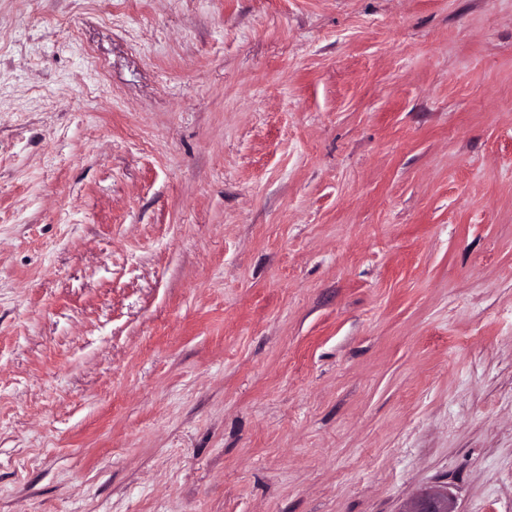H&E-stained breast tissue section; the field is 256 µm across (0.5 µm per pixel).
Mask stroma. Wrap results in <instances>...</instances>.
Returning a JSON list of instances; mask_svg holds the SVG:
<instances>
[{
  "mask_svg": "<svg viewBox=\"0 0 512 512\" xmlns=\"http://www.w3.org/2000/svg\"><path fill=\"white\" fill-rule=\"evenodd\" d=\"M512 512V0H0V512ZM402 512H458L454 499L443 488L422 490Z\"/></svg>",
  "mask_w": 512,
  "mask_h": 512,
  "instance_id": "1",
  "label": "stroma"
}]
</instances>
